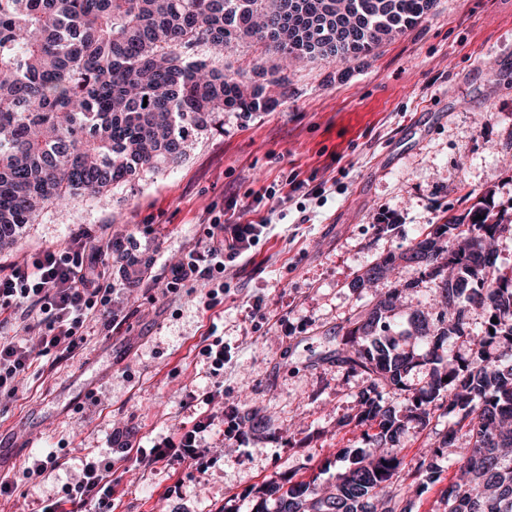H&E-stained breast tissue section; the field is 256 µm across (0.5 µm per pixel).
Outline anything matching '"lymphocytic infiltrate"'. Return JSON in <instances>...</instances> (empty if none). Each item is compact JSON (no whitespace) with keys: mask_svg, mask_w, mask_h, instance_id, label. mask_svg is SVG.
<instances>
[{"mask_svg":"<svg viewBox=\"0 0 512 512\" xmlns=\"http://www.w3.org/2000/svg\"><path fill=\"white\" fill-rule=\"evenodd\" d=\"M268 227L267 220L225 224L210 221L204 245L172 263L164 275L167 292H177L189 280L203 281L208 290L205 308L219 304L228 265L245 259ZM103 246L80 238L67 246L49 248L33 258L30 269L0 274V316L21 322L25 336L15 340L0 336V397L17 398L21 382L39 358L64 359L85 341L88 319L112 317V291L83 271L85 257L100 259ZM212 424L209 414H199L149 448L136 451L138 463L152 466L177 462L199 472L212 463L204 447ZM115 488L112 460L92 453L82 463L81 475L61 485L49 512H112Z\"/></svg>","mask_w":512,"mask_h":512,"instance_id":"lymphocytic-infiltrate-1","label":"lymphocytic infiltrate"}]
</instances>
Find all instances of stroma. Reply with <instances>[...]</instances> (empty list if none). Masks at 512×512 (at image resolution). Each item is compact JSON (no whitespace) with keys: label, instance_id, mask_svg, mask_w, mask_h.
<instances>
[{"label":"stroma","instance_id":"obj_1","mask_svg":"<svg viewBox=\"0 0 512 512\" xmlns=\"http://www.w3.org/2000/svg\"><path fill=\"white\" fill-rule=\"evenodd\" d=\"M200 52L263 86L272 107L223 112L192 132L178 164L50 204L0 246L8 272L76 236L116 243L112 323H90L73 358L44 359L18 398L0 400V462L18 480L0 512H42L93 450L114 464L115 512H255L273 508L270 485L335 483L345 452L364 445L352 417L368 386L337 363V331L387 289L358 280L377 258L400 253L467 204L488 198L512 215V0H436L369 55L289 66L284 88L269 82L277 57L265 47L239 41ZM294 174L323 196L298 193L283 206L258 200L263 187ZM215 216L270 224L251 256L228 270L223 304L206 311L202 284L171 294L163 275L205 240ZM131 256L140 261L134 281ZM399 272L419 285L403 292L391 334L419 354L422 346L406 337L408 315L432 303V283L415 267ZM213 332L224 338L217 375L196 350ZM218 384L223 405L199 402L202 389ZM381 397L407 420L397 441L405 462L440 445L453 426L446 400L424 427L408 421L399 391L387 387ZM204 410L214 415L205 441L214 465L190 475L177 464H134L135 446L160 441ZM232 416L237 441L225 437ZM26 430L33 445H15ZM56 448L67 455L52 478H23L32 453Z\"/></svg>","mask_w":512,"mask_h":512}]
</instances>
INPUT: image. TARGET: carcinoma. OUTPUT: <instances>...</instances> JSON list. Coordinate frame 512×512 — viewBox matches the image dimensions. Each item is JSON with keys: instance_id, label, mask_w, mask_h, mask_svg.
Wrapping results in <instances>:
<instances>
[{"instance_id": "carcinoma-1", "label": "carcinoma", "mask_w": 512, "mask_h": 512, "mask_svg": "<svg viewBox=\"0 0 512 512\" xmlns=\"http://www.w3.org/2000/svg\"><path fill=\"white\" fill-rule=\"evenodd\" d=\"M435 2L0 0V244L47 204L94 197L141 170L178 163L191 132L220 112L270 104L261 87L224 74L199 47L249 40L271 49L280 63L270 82L284 85L282 64L366 56ZM511 238L512 219L484 200L371 265L360 282L389 278L399 260L432 280L435 312L416 310L410 319L427 350L401 351L387 335L395 302L414 281H394L366 315L339 328L345 348L336 360L369 379L364 410L346 421L379 432L365 433L367 448L331 491L321 494L311 481L270 487L275 512H405L401 487L439 476L455 430L405 467L400 449L384 447L404 424L381 405L379 387L402 391L403 378L430 363L444 371L409 397V419L428 423L445 392L453 425L467 438L453 453L458 468L441 501L448 512H512V276L491 247ZM475 310L486 330L474 355L439 354L445 339L466 335ZM494 344L502 348L496 356L487 351Z\"/></svg>"}]
</instances>
